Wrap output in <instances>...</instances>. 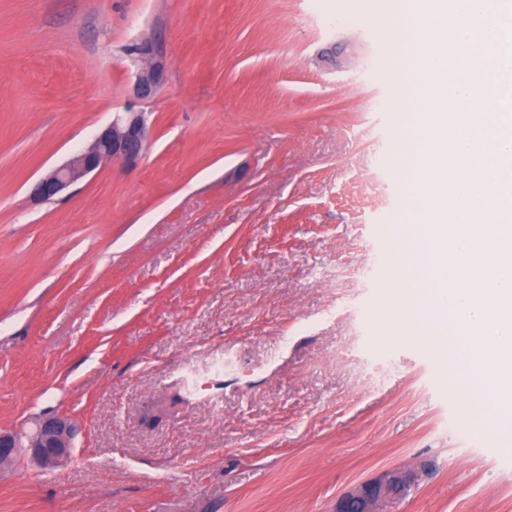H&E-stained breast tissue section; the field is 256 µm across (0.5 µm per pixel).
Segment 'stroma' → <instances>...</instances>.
<instances>
[{"label": "stroma", "instance_id": "35a3bbf8", "mask_svg": "<svg viewBox=\"0 0 512 512\" xmlns=\"http://www.w3.org/2000/svg\"><path fill=\"white\" fill-rule=\"evenodd\" d=\"M363 12L0 0V431L79 424L68 466L0 475V512H334L391 471L416 479L385 512H512V448L381 337L412 214ZM143 38L166 64L145 156L34 200L131 99ZM218 358L220 417L192 389Z\"/></svg>", "mask_w": 512, "mask_h": 512}]
</instances>
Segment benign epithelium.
<instances>
[{
  "label": "benign epithelium",
  "instance_id": "obj_1",
  "mask_svg": "<svg viewBox=\"0 0 512 512\" xmlns=\"http://www.w3.org/2000/svg\"><path fill=\"white\" fill-rule=\"evenodd\" d=\"M133 54L137 61L133 100L126 104L122 114L99 131L86 151L37 181L32 191L35 200L48 202L55 199L109 162L134 165L142 157L148 146L150 129L141 105L152 102L157 96L165 78V63L151 40L137 42ZM77 431L76 421L63 413L40 418L29 434L1 431L0 469L12 465L21 448L43 471L63 468L74 456ZM414 478L415 475L410 473L393 472L382 482L364 484L340 498L336 512H384L383 502L400 494Z\"/></svg>",
  "mask_w": 512,
  "mask_h": 512
}]
</instances>
